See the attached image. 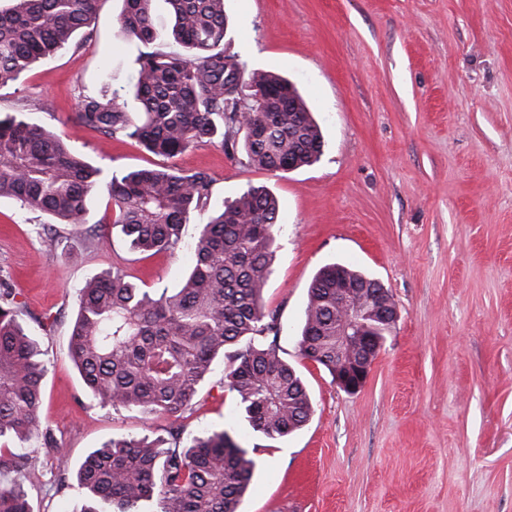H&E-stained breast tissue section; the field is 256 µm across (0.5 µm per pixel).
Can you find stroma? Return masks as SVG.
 Listing matches in <instances>:
<instances>
[{
    "label": "stroma",
    "mask_w": 512,
    "mask_h": 512,
    "mask_svg": "<svg viewBox=\"0 0 512 512\" xmlns=\"http://www.w3.org/2000/svg\"><path fill=\"white\" fill-rule=\"evenodd\" d=\"M122 0H99L75 47L35 63L0 90V113L27 110L105 175L163 165L129 139L76 119L78 95L126 94L136 43L116 26ZM228 53L291 80L324 137L316 164L270 172L242 152L201 142L174 158L213 179L178 254L136 253L111 229L54 224L0 200V278L47 364L32 512H72L77 464L118 435L227 430L256 469L240 512H512V0H226ZM251 186L278 198L281 229L264 303L280 316V357L308 387L300 430L253 431L224 390L216 360L180 418L101 407L68 354L77 291L124 270L173 289L193 259L197 227ZM339 262L391 292L398 318L364 387L347 393L298 340L310 285Z\"/></svg>",
    "instance_id": "stroma-1"
}]
</instances>
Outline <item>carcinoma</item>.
<instances>
[{
    "mask_svg": "<svg viewBox=\"0 0 512 512\" xmlns=\"http://www.w3.org/2000/svg\"><path fill=\"white\" fill-rule=\"evenodd\" d=\"M98 0H0V89L30 67L71 47ZM116 24L143 46L134 102L83 94L76 119L108 139L127 138L171 159L204 140L242 145L249 162L268 171L311 166L320 158L321 129L290 81L224 49V0H165L174 23L153 21V0H123ZM186 53L153 50L167 39ZM300 112L288 111V95ZM105 185L112 225L134 251L177 253L192 210L206 208L213 179L174 166L142 168L105 180L103 170L24 111L0 115V199L52 218L83 224L91 195ZM281 220L276 196L250 187L223 202L199 225L194 259L178 286L157 294L119 268L92 277L78 291L68 355L83 383L105 407L178 417L192 405L217 357L228 360L224 388L241 416L267 438L300 429L313 405L300 373L279 355L278 314L263 292L273 273ZM366 297L381 314L366 319L375 358L396 319L388 289L346 265L323 266L309 289L299 354L336 376L337 303L341 289ZM21 308L0 280V512H30L24 483L37 476L25 443L39 433L46 367L39 343L20 321ZM256 462L225 430L190 438L181 448L163 440L118 436L77 466L87 504L79 512H238Z\"/></svg>",
    "mask_w": 512,
    "mask_h": 512,
    "instance_id": "cac0c4a2",
    "label": "carcinoma"
}]
</instances>
